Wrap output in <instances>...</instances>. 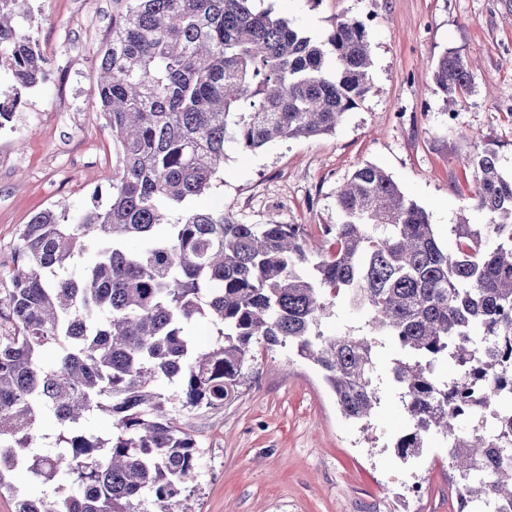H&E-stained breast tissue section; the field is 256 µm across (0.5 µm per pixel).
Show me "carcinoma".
Masks as SVG:
<instances>
[{"instance_id": "cac0c4a2", "label": "carcinoma", "mask_w": 512, "mask_h": 512, "mask_svg": "<svg viewBox=\"0 0 512 512\" xmlns=\"http://www.w3.org/2000/svg\"><path fill=\"white\" fill-rule=\"evenodd\" d=\"M26 2L0 0V64L29 89L44 71ZM253 2L112 0L93 81L116 149L112 192L75 218L35 214L0 296V495L14 512H194L199 450L162 383L178 385L187 415L218 408L247 384L258 348L286 347L367 430L390 345L409 424L396 455L439 436L459 506L512 512V176L492 146L464 159L486 221L454 225L451 251L372 164L337 188L340 220L318 242L303 224L189 207L223 170L226 144L253 152L332 133L371 90L365 21L338 18L319 41ZM433 81L453 113L471 66L446 53ZM342 302L367 331H322ZM204 313L219 329L200 350L188 328ZM46 411L59 431L41 454ZM96 411L112 419L107 436L85 427ZM15 469L52 492L19 493Z\"/></svg>"}]
</instances>
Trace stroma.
<instances>
[{
	"mask_svg": "<svg viewBox=\"0 0 512 512\" xmlns=\"http://www.w3.org/2000/svg\"><path fill=\"white\" fill-rule=\"evenodd\" d=\"M325 37L337 17L365 20L371 92L335 132L276 141L254 152L227 146L224 169L195 201L237 222L303 224L313 237L339 220L336 188L367 163L383 168L425 209L440 242L454 224L482 223L462 157L495 144L512 175V0H260ZM28 34L47 60L22 89L0 65V98L19 97L0 122V272L39 211L78 214L107 201L117 163L112 131L92 98L96 56L112 29V0H29ZM453 52L475 80L448 116L432 74ZM251 378L223 407L198 411L196 512H455L448 450L431 439L400 460L407 427L383 391L369 431L341 415L318 369L284 348L260 349ZM420 483L422 498L409 488Z\"/></svg>",
	"mask_w": 512,
	"mask_h": 512,
	"instance_id": "1",
	"label": "stroma"
}]
</instances>
